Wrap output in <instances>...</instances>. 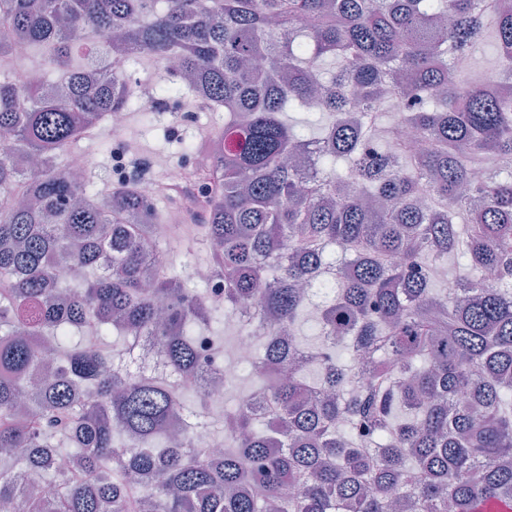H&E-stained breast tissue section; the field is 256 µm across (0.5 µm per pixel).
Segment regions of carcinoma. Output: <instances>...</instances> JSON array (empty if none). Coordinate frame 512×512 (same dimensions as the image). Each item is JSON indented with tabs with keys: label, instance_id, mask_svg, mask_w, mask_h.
<instances>
[{
	"label": "carcinoma",
	"instance_id": "1",
	"mask_svg": "<svg viewBox=\"0 0 512 512\" xmlns=\"http://www.w3.org/2000/svg\"><path fill=\"white\" fill-rule=\"evenodd\" d=\"M116 33L111 46L98 35ZM58 72L0 80V502L11 512H477L512 504V0H0ZM494 40L503 67L471 65ZM129 60L162 65L145 97ZM320 105L312 107L313 94ZM224 112L206 265L271 322L232 406L197 390L213 303L163 260L131 183L61 157L115 110ZM319 112L309 134L288 123ZM408 122L425 144L402 137ZM15 151L37 158L28 174ZM66 256L80 280L63 285ZM453 293L433 283L453 256ZM325 274L308 293L302 285ZM496 275L489 284L484 274ZM315 309L323 342L299 323ZM155 337L159 362L134 354ZM317 370L319 379L307 373ZM198 444L164 428L186 409ZM221 443L213 452L209 443ZM71 465H57V459ZM149 478L154 495L132 480ZM38 477L50 487H29Z\"/></svg>",
	"mask_w": 512,
	"mask_h": 512
}]
</instances>
